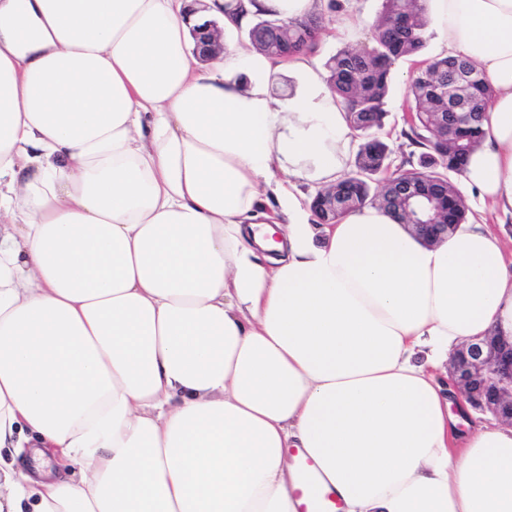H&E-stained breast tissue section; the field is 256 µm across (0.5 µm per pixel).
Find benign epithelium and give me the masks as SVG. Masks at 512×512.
<instances>
[{"instance_id": "1", "label": "benign epithelium", "mask_w": 512, "mask_h": 512, "mask_svg": "<svg viewBox=\"0 0 512 512\" xmlns=\"http://www.w3.org/2000/svg\"><path fill=\"white\" fill-rule=\"evenodd\" d=\"M193 52L204 62L224 54V29L208 20L191 29ZM419 196L411 182L390 185L388 200L393 204L412 202ZM414 233L425 242L448 238V224L433 222L412 225ZM451 379L466 394L470 406L490 411L512 423V337L486 336L464 345L450 367Z\"/></svg>"}]
</instances>
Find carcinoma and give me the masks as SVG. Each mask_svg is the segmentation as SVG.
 Listing matches in <instances>:
<instances>
[{
  "label": "carcinoma",
  "instance_id": "carcinoma-1",
  "mask_svg": "<svg viewBox=\"0 0 512 512\" xmlns=\"http://www.w3.org/2000/svg\"><path fill=\"white\" fill-rule=\"evenodd\" d=\"M323 16L288 25V43L283 45V58L315 48L314 31L322 27ZM428 39V19L423 0H381L375 24L373 44L365 48L346 46L327 63L328 81L342 100L351 128L358 132L360 143L352 169L342 175L333 188L342 208L331 213L324 195L312 198L311 210L316 223L328 224L368 204L389 209L385 202L387 183L408 180L423 194L420 214L435 218L451 202L455 203L453 223L467 218L468 207L457 202L461 193L449 174L459 175L470 154L483 139V110L492 94L486 76L468 59L436 57L426 62L411 78L408 96L412 112L404 135L422 148L417 164L389 172L391 150L381 132L387 115L386 104L391 87V70L401 59L420 54ZM457 60L471 74L459 87L457 72L450 61ZM460 96V108L448 113V104ZM448 116L447 130L434 134L436 121ZM385 175L379 189L372 183Z\"/></svg>",
  "mask_w": 512,
  "mask_h": 512
}]
</instances>
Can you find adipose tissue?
<instances>
[{"instance_id":"adipose-tissue-1","label":"adipose tissue","mask_w":512,"mask_h":512,"mask_svg":"<svg viewBox=\"0 0 512 512\" xmlns=\"http://www.w3.org/2000/svg\"><path fill=\"white\" fill-rule=\"evenodd\" d=\"M427 16L493 88L463 181L512 215V0ZM191 41L183 0H0V449L67 463L0 458V512H298L292 448L345 512H512V425L460 433L446 383L512 336L501 238L315 223L296 182L335 183L353 140L317 58Z\"/></svg>"}]
</instances>
